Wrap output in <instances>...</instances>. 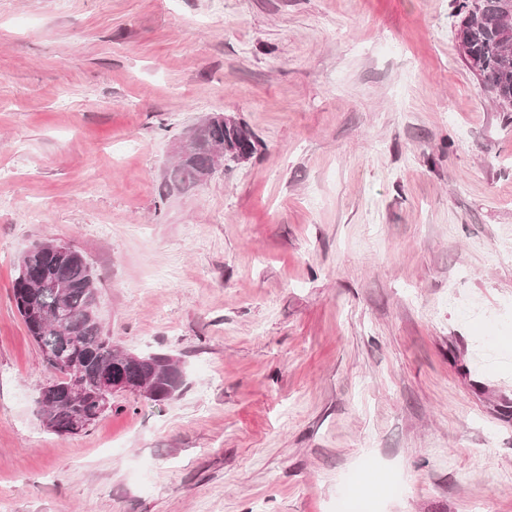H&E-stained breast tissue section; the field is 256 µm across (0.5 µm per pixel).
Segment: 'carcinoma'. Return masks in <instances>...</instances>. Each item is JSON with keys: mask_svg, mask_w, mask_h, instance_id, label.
Listing matches in <instances>:
<instances>
[{"mask_svg": "<svg viewBox=\"0 0 512 512\" xmlns=\"http://www.w3.org/2000/svg\"><path fill=\"white\" fill-rule=\"evenodd\" d=\"M458 15L465 19L458 33L466 48L462 59L494 97L498 108L512 112V0H456ZM220 145L230 149L240 145L250 154L257 151L258 140L243 124L218 121L202 123L193 130L190 144L169 170L166 185L186 190L200 184V171L210 151ZM49 278L63 285L66 311L63 322H54L60 309L59 294L35 287L34 280ZM13 298L28 335L39 349L55 353L66 362L94 363L82 377L83 393L74 395L65 380L66 371L53 386L40 392L39 413L48 415L47 429L59 434L69 430L74 420L93 409L90 393L97 384L101 368L136 385L147 382L148 389L163 401L181 394L184 374H176L180 359L154 353H132L112 343L104 331L94 305L96 278L86 256L61 244L40 243L23 254L16 264Z\"/></svg>", "mask_w": 512, "mask_h": 512, "instance_id": "obj_1", "label": "carcinoma"}]
</instances>
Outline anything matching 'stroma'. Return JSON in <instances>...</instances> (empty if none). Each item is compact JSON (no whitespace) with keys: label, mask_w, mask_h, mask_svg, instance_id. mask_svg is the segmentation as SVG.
Wrapping results in <instances>:
<instances>
[{"label":"stroma","mask_w":512,"mask_h":512,"mask_svg":"<svg viewBox=\"0 0 512 512\" xmlns=\"http://www.w3.org/2000/svg\"><path fill=\"white\" fill-rule=\"evenodd\" d=\"M455 6L0 0V512H512V112ZM215 113L257 153L167 189ZM43 242L176 400L43 426L12 293Z\"/></svg>","instance_id":"stroma-1"}]
</instances>
